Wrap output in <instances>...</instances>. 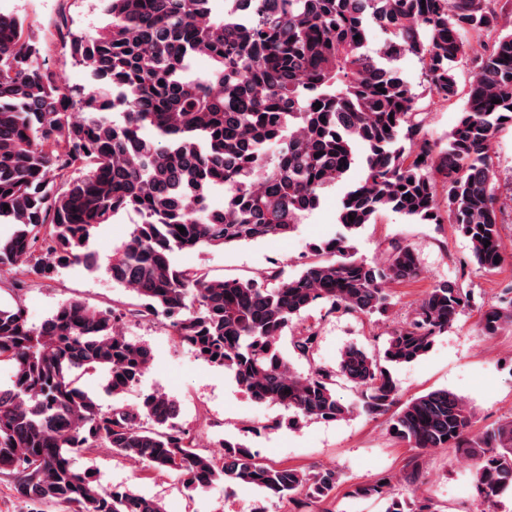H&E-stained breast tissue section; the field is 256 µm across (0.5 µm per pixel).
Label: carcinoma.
<instances>
[{"instance_id":"obj_1","label":"carcinoma","mask_w":512,"mask_h":512,"mask_svg":"<svg viewBox=\"0 0 512 512\" xmlns=\"http://www.w3.org/2000/svg\"><path fill=\"white\" fill-rule=\"evenodd\" d=\"M100 2L104 26L68 33L71 57L92 77L88 87L42 69L25 21L0 13V224L13 227L0 241V269L22 267L28 277L13 288L14 302L0 305V364L11 369L10 385L0 388V476L16 497L34 512H164L157 499L104 488L75 470L74 454L103 447L177 474L191 492L222 483L296 504L331 498L334 470L271 465L230 440L222 453H206L166 394L149 393L135 407L121 402L152 355L118 323L161 316L178 344L232 373L254 403L282 407L291 424L388 413L390 432L410 447L461 451L474 461L481 512H494L512 493V421L473 435L464 397L440 389L401 404L389 370L427 354L470 307L458 281L431 288L382 349L341 352L337 373L359 393L355 404L336 396L329 372L292 371L278 342L317 304L383 314L391 306L385 285L420 275L408 245L392 247L378 266L350 244L384 211L448 222L469 240L479 268L500 267L489 151L495 134L512 126V30L501 25L512 0H251L247 13L228 7L231 0L220 12L218 0ZM373 26L386 35L375 53L367 49ZM472 40L482 52L470 58L474 79L461 90L454 64ZM407 53L420 59L430 97L464 99L443 147L429 139L416 94L395 66ZM199 54L213 62L204 77L192 72ZM358 165L362 177L339 209L344 232L311 244L297 275L272 271L259 284L177 262L180 252L289 235ZM218 189L224 207L214 209ZM120 213L139 222L108 272L133 301L97 308L70 298L29 325L18 294L61 268H93L92 232ZM507 326L512 287L479 319L486 336ZM316 342L309 329L293 347L308 359ZM94 372L114 400L106 409L80 385ZM350 495L408 512L387 479L358 484Z\"/></svg>"}]
</instances>
